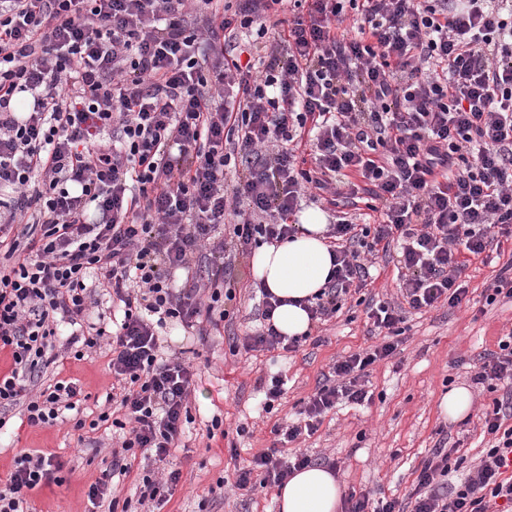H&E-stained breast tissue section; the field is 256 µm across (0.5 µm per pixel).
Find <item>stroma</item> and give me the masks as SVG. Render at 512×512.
Wrapping results in <instances>:
<instances>
[{"label": "stroma", "mask_w": 512, "mask_h": 512, "mask_svg": "<svg viewBox=\"0 0 512 512\" xmlns=\"http://www.w3.org/2000/svg\"><path fill=\"white\" fill-rule=\"evenodd\" d=\"M500 267L497 261H469L462 275L468 302L409 314L396 353L370 367L362 379L370 401L329 410L313 435L286 445V454L299 451L315 461L335 460L345 491L363 492L374 500L404 497L417 466L432 449H456L469 462L481 456L486 442L479 417L506 389L491 392L472 384L470 377L479 355L496 349L499 338L512 331V302L481 304ZM229 279L241 296L233 322H221L206 337L174 319L156 331L164 355L187 351L194 365L188 396L193 421L176 451L177 456H188L189 463L158 512H280L275 488L243 496L225 486L224 478L270 446L274 426L297 419L337 359L379 341L370 331L365 305L351 298L323 329L312 330L298 351L242 350L231 355V343L243 342L260 325L262 296L254 289L251 261L235 262ZM110 359L103 349L79 361L67 352L48 370V377L71 380L82 388L78 409L64 422L34 429L22 424V407L8 412V422L0 429V489L21 450L53 454L62 464L61 483L32 491V512H108V500L90 501L88 489L112 468V431L103 426L77 430L73 422L80 418L89 423L109 409ZM273 375L283 379L286 393L267 413L261 402L264 385ZM460 385L469 387L472 405L465 418L452 422L441 414L439 402L450 387ZM215 416L224 433L212 437L208 429Z\"/></svg>", "instance_id": "1"}]
</instances>
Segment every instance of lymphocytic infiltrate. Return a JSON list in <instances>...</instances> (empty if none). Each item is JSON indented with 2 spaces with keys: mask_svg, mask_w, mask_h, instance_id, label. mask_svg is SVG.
I'll return each mask as SVG.
<instances>
[{
  "mask_svg": "<svg viewBox=\"0 0 512 512\" xmlns=\"http://www.w3.org/2000/svg\"><path fill=\"white\" fill-rule=\"evenodd\" d=\"M195 27H188L187 15ZM272 34L264 80L234 41ZM312 153V167L299 159ZM0 408L24 403L27 423L54 424L81 394L38 382L60 357V326L84 321L96 272L122 318L74 351L108 346L118 385L100 422L128 427L112 473L136 459L138 502L177 485L172 450L190 419L192 365L162 358L154 318L187 326L230 316L233 262L296 233L306 192L329 206L365 194L367 214L342 213L327 233L333 268L309 306L322 323L351 289L370 284L368 259L398 244L396 301L369 317L381 341L336 361L303 418L275 428L280 445L253 455L234 486H283L311 465L281 447L314 434L340 401L368 398L366 369L392 356L409 312L457 306L461 275L496 238L512 240V0H0ZM28 221L40 229L16 231ZM209 246L217 266L194 276ZM190 272L173 285L167 272ZM248 351L297 350L270 322ZM474 384L512 383V331L485 354ZM512 396L481 418L486 446L457 484L451 453L433 449L407 500L359 495L346 512H512ZM53 456L21 453L0 512H28L27 495L54 482Z\"/></svg>",
  "mask_w": 512,
  "mask_h": 512,
  "instance_id": "lymphocytic-infiltrate-1",
  "label": "lymphocytic infiltrate"
}]
</instances>
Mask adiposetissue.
I'll return each mask as SVG.
<instances>
[{
  "label": "adipose tissue",
  "instance_id": "adipose-tissue-1",
  "mask_svg": "<svg viewBox=\"0 0 512 512\" xmlns=\"http://www.w3.org/2000/svg\"><path fill=\"white\" fill-rule=\"evenodd\" d=\"M325 230L322 213L307 211L292 239L263 245L253 255L256 280L281 301L272 322L285 336H300L311 328L300 302L326 286L332 264ZM343 497L338 477L318 465L295 472L276 495L280 512H341Z\"/></svg>",
  "mask_w": 512,
  "mask_h": 512
}]
</instances>
